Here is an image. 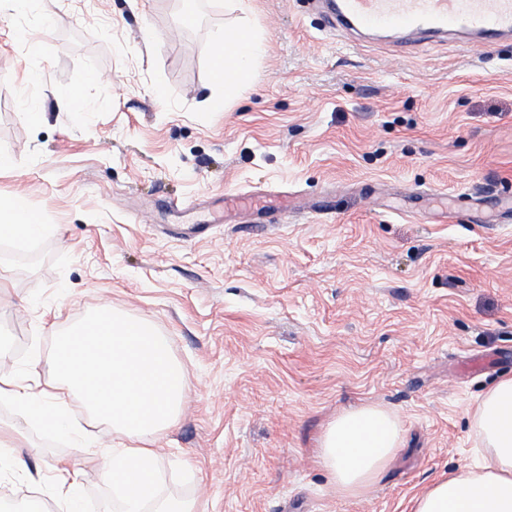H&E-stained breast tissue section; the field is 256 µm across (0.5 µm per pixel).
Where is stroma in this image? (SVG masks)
Instances as JSON below:
<instances>
[{
  "label": "stroma",
  "mask_w": 512,
  "mask_h": 512,
  "mask_svg": "<svg viewBox=\"0 0 512 512\" xmlns=\"http://www.w3.org/2000/svg\"><path fill=\"white\" fill-rule=\"evenodd\" d=\"M247 5L266 52L214 112L224 0H0V197L49 226L0 238V324L37 343L48 391L51 340L87 312L157 330L186 387L152 446L165 496L197 512H407L477 463L473 412L512 376V39L401 47L330 30L309 0ZM74 90L89 113L58 111ZM359 403L403 441L349 498L317 448ZM17 422L0 411L20 472L0 495L44 512L58 469L100 494L131 445L81 418L100 454L54 449Z\"/></svg>",
  "instance_id": "stroma-1"
}]
</instances>
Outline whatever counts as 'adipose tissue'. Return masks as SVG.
Segmentation results:
<instances>
[{
  "mask_svg": "<svg viewBox=\"0 0 512 512\" xmlns=\"http://www.w3.org/2000/svg\"><path fill=\"white\" fill-rule=\"evenodd\" d=\"M244 0H224L238 13ZM262 35L246 18L225 28L214 43L212 80L225 90L251 83L263 55ZM474 427L482 463L440 476L410 501V512H512V377L481 397ZM399 420L384 407L349 408L330 421L319 439L318 458L343 495L360 496L386 469L401 444Z\"/></svg>",
  "mask_w": 512,
  "mask_h": 512,
  "instance_id": "obj_1",
  "label": "adipose tissue"
}]
</instances>
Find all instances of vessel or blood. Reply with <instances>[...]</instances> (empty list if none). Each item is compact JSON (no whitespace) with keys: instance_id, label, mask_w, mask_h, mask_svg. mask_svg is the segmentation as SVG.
<instances>
[{"instance_id":"obj_1","label":"vessel or blood","mask_w":512,"mask_h":512,"mask_svg":"<svg viewBox=\"0 0 512 512\" xmlns=\"http://www.w3.org/2000/svg\"><path fill=\"white\" fill-rule=\"evenodd\" d=\"M336 22L367 33L512 34V0H335Z\"/></svg>"}]
</instances>
